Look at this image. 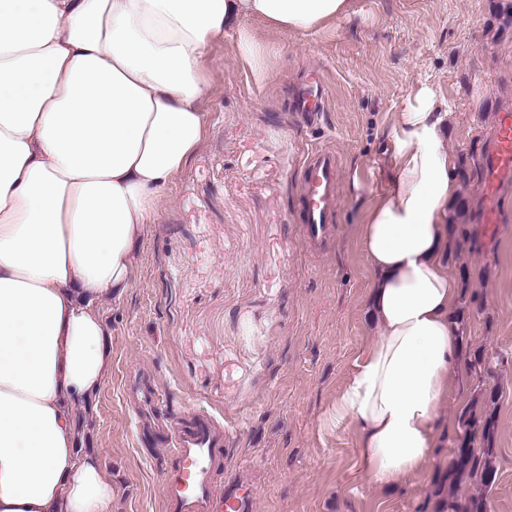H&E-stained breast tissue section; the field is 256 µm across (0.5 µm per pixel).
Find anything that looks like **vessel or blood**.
<instances>
[{
    "label": "vessel or blood",
    "instance_id": "b4317fda",
    "mask_svg": "<svg viewBox=\"0 0 512 512\" xmlns=\"http://www.w3.org/2000/svg\"><path fill=\"white\" fill-rule=\"evenodd\" d=\"M481 165L477 221L492 233L503 222L499 206L503 192L512 187V106L498 109ZM339 173L338 158L331 150L315 151L307 163L298 222L305 239L318 248L333 234ZM124 391L136 398L138 420L159 425L155 440L166 460L163 512H254V497L245 481L224 474L223 430L205 419L172 420L168 399L158 389L140 390L128 380Z\"/></svg>",
    "mask_w": 512,
    "mask_h": 512
}]
</instances>
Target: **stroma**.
<instances>
[{
  "instance_id": "35a3bbf8",
  "label": "stroma",
  "mask_w": 512,
  "mask_h": 512,
  "mask_svg": "<svg viewBox=\"0 0 512 512\" xmlns=\"http://www.w3.org/2000/svg\"><path fill=\"white\" fill-rule=\"evenodd\" d=\"M352 5V17L308 33L243 21L271 48L261 67L240 58L233 31L204 59L206 135L148 224L130 287L97 306L111 366L78 435L112 484V512H162V453L138 438L123 399L131 369L175 415L223 427L224 471L248 479L255 512H437L458 416L478 382L497 386L498 480L487 499L490 512H512V195L497 234L474 222L483 140L499 96H512V0ZM315 72L327 105L299 111ZM425 87L446 114L443 147L461 186L447 254L462 282L461 348L491 363L480 381L460 362L431 470L387 490L360 472L356 428L334 426L329 411L375 335L358 233L365 203L392 170L398 112ZM325 147L341 180L333 238L317 251L295 214L305 160Z\"/></svg>"
}]
</instances>
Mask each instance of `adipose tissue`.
<instances>
[{"instance_id": "ef3b65f1", "label": "adipose tissue", "mask_w": 512, "mask_h": 512, "mask_svg": "<svg viewBox=\"0 0 512 512\" xmlns=\"http://www.w3.org/2000/svg\"><path fill=\"white\" fill-rule=\"evenodd\" d=\"M351 0H0V512H111L78 416L108 376L95 305L208 124L203 60L245 19L308 31ZM428 91L391 131L394 176L367 206L375 340L332 411L381 488L426 472L455 386L459 284L445 262L459 191Z\"/></svg>"}]
</instances>
